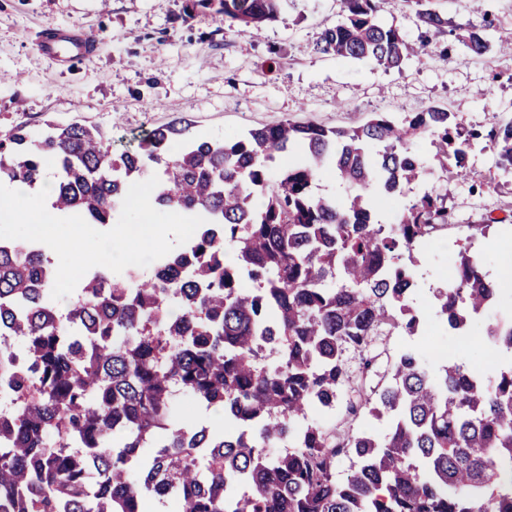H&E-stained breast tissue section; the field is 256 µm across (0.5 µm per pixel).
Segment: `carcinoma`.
Listing matches in <instances>:
<instances>
[{
	"mask_svg": "<svg viewBox=\"0 0 512 512\" xmlns=\"http://www.w3.org/2000/svg\"><path fill=\"white\" fill-rule=\"evenodd\" d=\"M281 0H186L185 16H221L253 34ZM426 32L489 51L482 23H455L410 0ZM382 0H340L316 50L384 71L415 54L379 18ZM182 120L112 138L79 123L18 125L0 136V183L31 189L53 166V207L114 224L130 184L157 175L155 209L201 216L153 273H95L65 309L51 298L42 245L0 239V512H512V364L477 372L443 354L427 364L386 340L415 336L414 251L451 223L445 198L413 193L384 224L377 205L430 176L471 174L488 142L512 175V123L466 128L446 107L377 112L351 129L286 120L203 139ZM429 139L437 164L414 146ZM298 158L274 170L280 154ZM331 170L345 197L314 191ZM235 261H225L226 249ZM436 289L438 322L468 334L512 281L460 250ZM340 277L330 287L327 279ZM512 354V323L487 332ZM182 393L219 407L234 429L178 422ZM341 406L331 424L315 418ZM372 418L384 433L357 430ZM278 442L287 450L270 449ZM343 458L355 460L337 477Z\"/></svg>",
	"mask_w": 512,
	"mask_h": 512,
	"instance_id": "cac0c4a2",
	"label": "carcinoma"
}]
</instances>
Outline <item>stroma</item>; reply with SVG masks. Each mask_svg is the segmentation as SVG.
Here are the masks:
<instances>
[{
  "instance_id": "obj_1",
  "label": "stroma",
  "mask_w": 512,
  "mask_h": 512,
  "mask_svg": "<svg viewBox=\"0 0 512 512\" xmlns=\"http://www.w3.org/2000/svg\"><path fill=\"white\" fill-rule=\"evenodd\" d=\"M185 0H0V135L18 124L34 131L46 122L93 125L110 132L122 151L144 130L191 120L197 136L219 138L284 120L327 128L364 124L377 112H420L441 105L468 126L512 121V0H489L495 23L491 49L470 54L447 36L431 54L412 57L389 72L373 63L315 52L325 27L339 18V0H284L277 21L252 35L221 17L186 18ZM68 26L85 30L95 52L78 64H60L36 47L42 33ZM275 69H267L269 58ZM471 180L433 182L454 221L415 252V307L429 317L417 336L395 335L388 346L424 354L448 353L491 370L500 354L477 343L485 327L512 321V299L502 298L472 326L473 343L434 322V290L454 274L453 260L468 249L496 275L501 246L512 241V177L499 172L488 145L471 158ZM499 217L483 234L471 225Z\"/></svg>"
}]
</instances>
